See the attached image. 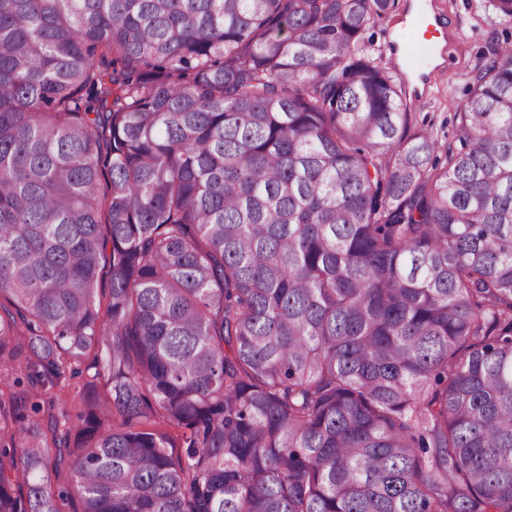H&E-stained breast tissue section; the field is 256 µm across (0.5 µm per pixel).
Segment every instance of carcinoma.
<instances>
[{
	"label": "carcinoma",
	"mask_w": 512,
	"mask_h": 512,
	"mask_svg": "<svg viewBox=\"0 0 512 512\" xmlns=\"http://www.w3.org/2000/svg\"><path fill=\"white\" fill-rule=\"evenodd\" d=\"M392 5L0 0V359L103 379L0 512H512V43L443 148Z\"/></svg>",
	"instance_id": "carcinoma-1"
}]
</instances>
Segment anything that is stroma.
Segmentation results:
<instances>
[{"label":"stroma","mask_w":512,"mask_h":512,"mask_svg":"<svg viewBox=\"0 0 512 512\" xmlns=\"http://www.w3.org/2000/svg\"><path fill=\"white\" fill-rule=\"evenodd\" d=\"M433 6L449 24L453 39L443 69L438 70L425 86L416 85L414 72L406 73L409 92L407 125L409 133L429 129L453 145L457 142L455 114L466 98L470 69L492 40L512 41V24H502L493 9L477 11L476 0H433ZM410 7L411 0H395L386 18L368 32L372 51L383 52L386 61L396 66L401 60L393 54L391 45ZM90 378V371L83 368L77 374H65L55 383L33 385L23 380L20 371L0 366V398L9 399L15 387H23L31 402L39 406L38 411L29 412V422L47 424L48 415L53 412L60 416V428H73L80 423L78 400L84 383Z\"/></svg>","instance_id":"35a3bbf8"}]
</instances>
